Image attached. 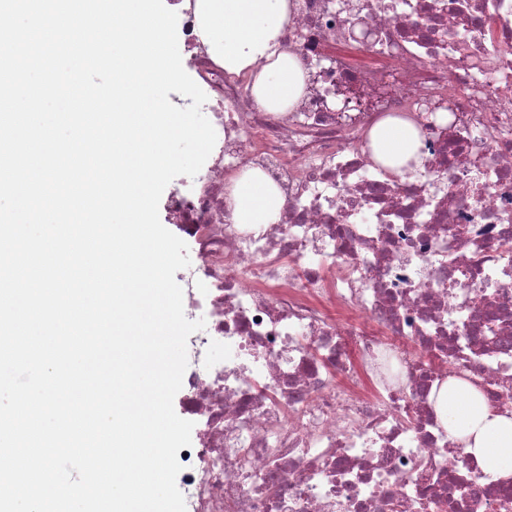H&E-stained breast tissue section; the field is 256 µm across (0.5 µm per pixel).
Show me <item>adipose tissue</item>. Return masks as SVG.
<instances>
[{
    "label": "adipose tissue",
    "instance_id": "adipose-tissue-1",
    "mask_svg": "<svg viewBox=\"0 0 512 512\" xmlns=\"http://www.w3.org/2000/svg\"><path fill=\"white\" fill-rule=\"evenodd\" d=\"M294 0H197L196 34L230 77L252 82L256 106L266 112L292 109L305 89V70L294 55L276 52L274 42L292 18ZM419 131L402 119H386L370 132L374 158L401 175L422 165ZM225 200L236 224H274L285 199L262 171L229 179ZM439 418L486 472L512 470V411H500L466 381L448 379L437 400Z\"/></svg>",
    "mask_w": 512,
    "mask_h": 512
}]
</instances>
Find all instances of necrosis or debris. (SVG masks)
<instances>
[{
	"instance_id": "1",
	"label": "necrosis or debris",
	"mask_w": 512,
	"mask_h": 512,
	"mask_svg": "<svg viewBox=\"0 0 512 512\" xmlns=\"http://www.w3.org/2000/svg\"><path fill=\"white\" fill-rule=\"evenodd\" d=\"M181 2L217 135L168 203L195 250L184 313L206 322L179 401L202 424L186 512H512V476L477 468L435 407L451 376L512 396V0H298L278 48L307 79L286 112L255 108ZM339 84L385 96L340 112ZM425 100L456 121L428 123ZM386 117L417 125L423 170L373 159ZM247 167L282 191L278 223L230 221L225 179Z\"/></svg>"
}]
</instances>
